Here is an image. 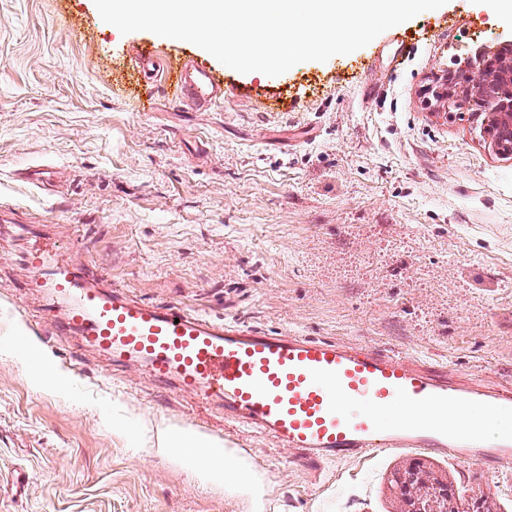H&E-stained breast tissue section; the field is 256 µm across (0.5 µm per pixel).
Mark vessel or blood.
I'll list each match as a JSON object with an SVG mask.
<instances>
[{"instance_id":"b4317fda","label":"vessel or blood","mask_w":512,"mask_h":512,"mask_svg":"<svg viewBox=\"0 0 512 512\" xmlns=\"http://www.w3.org/2000/svg\"><path fill=\"white\" fill-rule=\"evenodd\" d=\"M147 82L202 111L224 99V82L194 58L135 51ZM27 289L64 302L48 333L75 336L119 366L144 369L160 385L219 407L226 421L301 451L317 463L390 448L452 453L495 463L512 456V433L488 439L486 413L512 405V386L488 392L438 366L374 346L275 334L187 309L149 303L107 285L62 250L36 248Z\"/></svg>"}]
</instances>
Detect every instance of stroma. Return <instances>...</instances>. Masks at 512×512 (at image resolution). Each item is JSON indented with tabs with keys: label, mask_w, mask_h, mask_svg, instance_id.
<instances>
[{
	"label": "stroma",
	"mask_w": 512,
	"mask_h": 512,
	"mask_svg": "<svg viewBox=\"0 0 512 512\" xmlns=\"http://www.w3.org/2000/svg\"><path fill=\"white\" fill-rule=\"evenodd\" d=\"M508 38L498 0H447L380 34L376 55L271 83L186 41L121 34L94 0H0V512H401L394 477L415 461L456 512L479 498L512 512V462L391 450L312 466L239 427L224 445L262 481L254 510L161 446L175 427L225 435L219 409L43 335L61 307L22 287L26 253L61 244L147 302L512 382V155L469 106L424 94ZM399 39L415 53L393 69ZM158 40L168 59L207 61L223 103L185 112L144 85L130 57ZM372 68L388 76L366 101ZM40 166L58 191L20 178Z\"/></svg>",
	"instance_id": "35a3bbf8"
}]
</instances>
